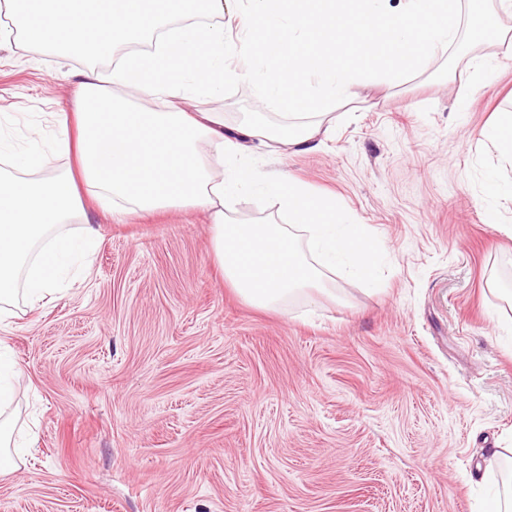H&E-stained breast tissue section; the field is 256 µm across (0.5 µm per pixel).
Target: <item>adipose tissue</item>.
I'll return each instance as SVG.
<instances>
[{
	"label": "adipose tissue",
	"instance_id": "ef3b65f1",
	"mask_svg": "<svg viewBox=\"0 0 512 512\" xmlns=\"http://www.w3.org/2000/svg\"><path fill=\"white\" fill-rule=\"evenodd\" d=\"M0 0L24 49H56L107 70L81 71L76 109L52 115L55 147L76 169L50 173L39 146L18 147L16 120L0 113V323L17 303L36 307L65 294L71 271L100 235L55 233L94 203L116 220L164 208L207 213L213 258L225 285L254 306L285 308L326 278L373 281L378 251L365 225L284 172L248 161L249 140L302 149L327 108L381 77L403 83L458 38L463 0ZM247 78L297 112L270 130L246 122L224 129L220 112H190L188 98L214 96ZM272 198L275 217L246 222L239 195Z\"/></svg>",
	"mask_w": 512,
	"mask_h": 512
}]
</instances>
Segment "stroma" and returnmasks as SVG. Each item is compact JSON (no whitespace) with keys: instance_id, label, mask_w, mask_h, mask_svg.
Here are the masks:
<instances>
[{"instance_id":"stroma-1","label":"stroma","mask_w":512,"mask_h":512,"mask_svg":"<svg viewBox=\"0 0 512 512\" xmlns=\"http://www.w3.org/2000/svg\"><path fill=\"white\" fill-rule=\"evenodd\" d=\"M487 53L457 111L461 73ZM85 66L0 48L20 145L50 142ZM357 92L318 146L250 154L366 225L378 287L258 308L221 282L200 211L75 219L65 232L100 227L87 278L0 329L33 438L0 474V512H476L512 444V340L488 290L512 286V201L491 224L483 200L487 172L512 176L484 136L512 110V55L464 33L404 84ZM189 109L287 122L248 80Z\"/></svg>"}]
</instances>
